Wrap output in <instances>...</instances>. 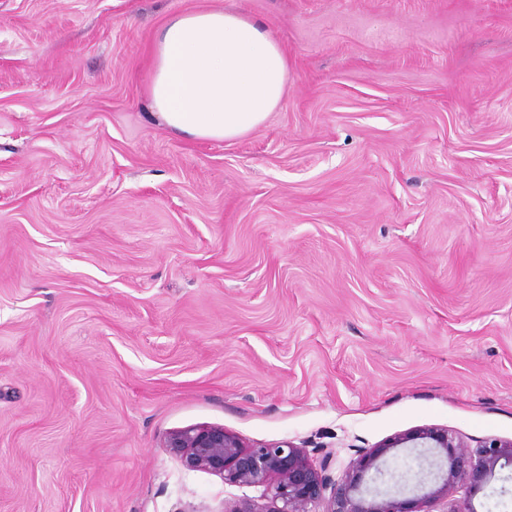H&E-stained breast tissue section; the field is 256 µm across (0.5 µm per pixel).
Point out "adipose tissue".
I'll return each instance as SVG.
<instances>
[{
  "instance_id": "1",
  "label": "adipose tissue",
  "mask_w": 512,
  "mask_h": 512,
  "mask_svg": "<svg viewBox=\"0 0 512 512\" xmlns=\"http://www.w3.org/2000/svg\"><path fill=\"white\" fill-rule=\"evenodd\" d=\"M147 94L156 116L194 140L231 141L265 124L288 86L275 36L239 9L171 16L152 47Z\"/></svg>"
}]
</instances>
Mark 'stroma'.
Masks as SVG:
<instances>
[{
    "label": "stroma",
    "mask_w": 512,
    "mask_h": 512,
    "mask_svg": "<svg viewBox=\"0 0 512 512\" xmlns=\"http://www.w3.org/2000/svg\"><path fill=\"white\" fill-rule=\"evenodd\" d=\"M288 56L259 129L151 115L167 17ZM216 424L338 476L512 439V0H0V512H224Z\"/></svg>",
    "instance_id": "obj_1"
}]
</instances>
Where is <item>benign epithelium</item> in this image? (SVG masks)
Masks as SVG:
<instances>
[{"label": "benign epithelium", "mask_w": 512, "mask_h": 512, "mask_svg": "<svg viewBox=\"0 0 512 512\" xmlns=\"http://www.w3.org/2000/svg\"><path fill=\"white\" fill-rule=\"evenodd\" d=\"M163 447L192 471H207L231 485L259 487L270 500L267 511L241 500L225 512H477L466 506L471 493L512 467V439L493 438L474 450L446 427L428 426L394 436L357 455L333 478L327 474L332 454L315 465L306 449L291 442L247 443L220 425H192L171 432ZM416 452L415 496L405 486L389 485V460L396 449ZM461 489L465 497L450 498Z\"/></svg>", "instance_id": "1"}]
</instances>
